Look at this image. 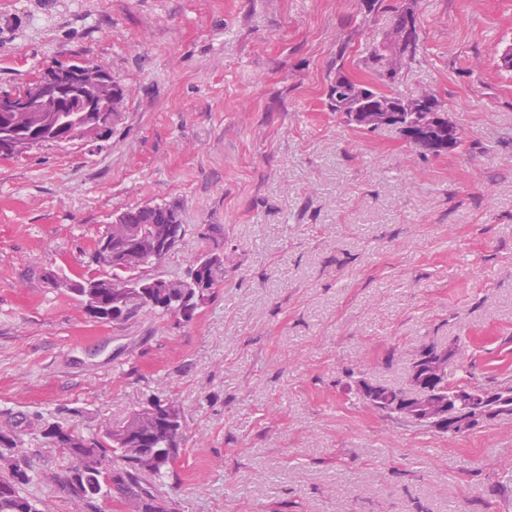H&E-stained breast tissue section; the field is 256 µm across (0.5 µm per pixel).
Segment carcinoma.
<instances>
[{"mask_svg":"<svg viewBox=\"0 0 512 512\" xmlns=\"http://www.w3.org/2000/svg\"><path fill=\"white\" fill-rule=\"evenodd\" d=\"M345 46L336 50V72L330 82L326 105L329 111L343 116L347 124L366 131L368 125L360 116L359 104L368 87L342 80ZM397 112L385 123L420 151L432 156L448 152L444 139L448 115L441 100L428 107L435 113L434 124L419 125V116L411 105L394 98ZM128 224L112 225V232L98 237L91 251V263L100 270L97 275H80L66 287L83 309L100 322L121 324L141 312L175 315L190 304L206 307L215 297L214 288L224 282V243L221 229L209 230L212 247L195 257L184 276L175 279L154 278L156 258L172 252L186 234L179 210L165 205L160 222L174 225L172 238L153 233L154 212L145 206L125 210ZM469 378H449L441 386L448 398V415L457 418L469 414L480 421L512 416V386H490L485 392L493 399L476 406L458 407L455 391H463ZM379 411L400 417L404 389L382 385ZM402 418V417H400ZM407 421V418H402ZM184 434L183 412L170 400L155 399L135 411L127 422L116 429L106 428L87 436L75 426L55 420L41 427V436L59 449L66 461L63 469L52 476L64 498L77 506L78 512H104L117 502L126 512H167V506L155 488L143 481L150 474L164 478L178 455ZM14 435L0 432V512H44L39 503L22 494V488L34 478L32 466L16 453Z\"/></svg>","mask_w":512,"mask_h":512,"instance_id":"cac0c4a2","label":"carcinoma"}]
</instances>
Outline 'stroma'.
I'll use <instances>...</instances> for the list:
<instances>
[{
  "label": "stroma",
  "instance_id": "1",
  "mask_svg": "<svg viewBox=\"0 0 512 512\" xmlns=\"http://www.w3.org/2000/svg\"><path fill=\"white\" fill-rule=\"evenodd\" d=\"M396 2L0 0V88L78 58L127 93L108 139L0 157V430L45 512H76L49 414L90 433L157 394L184 411L170 512H512V417L451 437L352 388L405 386L429 343L449 377L512 383V0H411L420 52L386 91L436 92L464 141L439 157L325 107L337 44L371 80ZM165 203L187 232L155 274L223 230L191 321L101 323L53 287L114 214Z\"/></svg>",
  "mask_w": 512,
  "mask_h": 512
}]
</instances>
